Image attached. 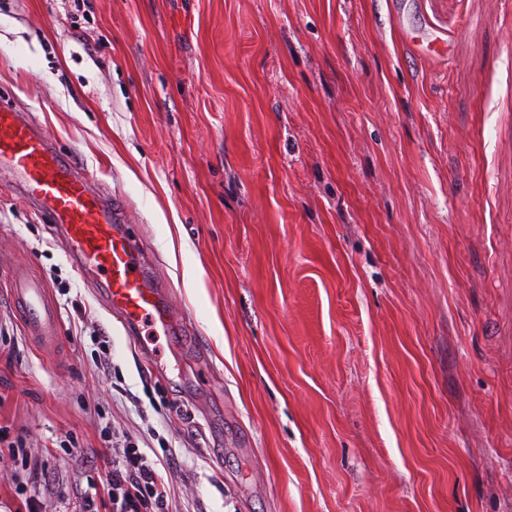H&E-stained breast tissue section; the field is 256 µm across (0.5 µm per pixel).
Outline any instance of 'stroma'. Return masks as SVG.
<instances>
[{"instance_id": "1", "label": "stroma", "mask_w": 512, "mask_h": 512, "mask_svg": "<svg viewBox=\"0 0 512 512\" xmlns=\"http://www.w3.org/2000/svg\"><path fill=\"white\" fill-rule=\"evenodd\" d=\"M0 106L121 200L181 320L130 335L1 168L0 500L80 512L104 419L177 512H512V0H0ZM11 284V293L26 315L24 325L27 335L44 341L55 339L59 314L48 302L46 283L26 269L18 268L12 274Z\"/></svg>"}]
</instances>
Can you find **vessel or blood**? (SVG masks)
Returning a JSON list of instances; mask_svg holds the SVG:
<instances>
[{
  "label": "vessel or blood",
  "mask_w": 512,
  "mask_h": 512,
  "mask_svg": "<svg viewBox=\"0 0 512 512\" xmlns=\"http://www.w3.org/2000/svg\"><path fill=\"white\" fill-rule=\"evenodd\" d=\"M4 167L19 176L25 200L46 212L69 241L78 271L105 278L109 307L125 327L147 325L165 337L176 333L178 322L165 293L145 270L117 206L22 113L0 107V168ZM11 284L26 315L27 335L55 339L59 314L47 299L46 283L20 268Z\"/></svg>",
  "instance_id": "1"
}]
</instances>
